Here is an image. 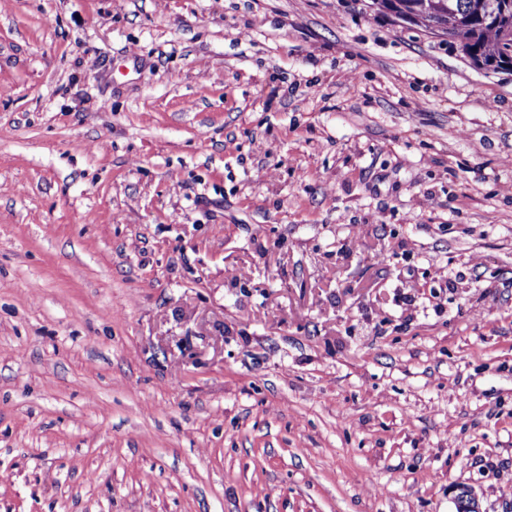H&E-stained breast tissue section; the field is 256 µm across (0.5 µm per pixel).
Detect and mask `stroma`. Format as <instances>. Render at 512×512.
Returning <instances> with one entry per match:
<instances>
[{
    "label": "stroma",
    "instance_id": "1",
    "mask_svg": "<svg viewBox=\"0 0 512 512\" xmlns=\"http://www.w3.org/2000/svg\"><path fill=\"white\" fill-rule=\"evenodd\" d=\"M369 3L0 0V512H512V73Z\"/></svg>",
    "mask_w": 512,
    "mask_h": 512
}]
</instances>
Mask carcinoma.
Returning a JSON list of instances; mask_svg holds the SVG:
<instances>
[{"mask_svg":"<svg viewBox=\"0 0 512 512\" xmlns=\"http://www.w3.org/2000/svg\"><path fill=\"white\" fill-rule=\"evenodd\" d=\"M497 0H372L380 11L390 12L426 29L437 23L449 36L448 45H465L485 65L500 54L501 28L512 23L492 15Z\"/></svg>","mask_w":512,"mask_h":512,"instance_id":"obj_1","label":"carcinoma"}]
</instances>
